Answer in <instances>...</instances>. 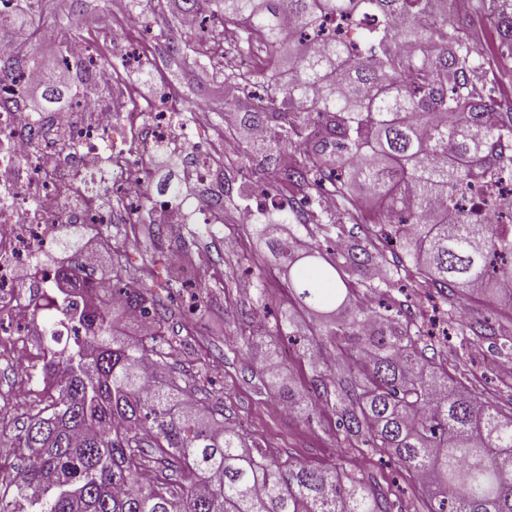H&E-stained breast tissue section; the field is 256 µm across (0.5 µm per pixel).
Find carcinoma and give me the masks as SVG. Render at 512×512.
<instances>
[{"instance_id": "cac0c4a2", "label": "carcinoma", "mask_w": 512, "mask_h": 512, "mask_svg": "<svg viewBox=\"0 0 512 512\" xmlns=\"http://www.w3.org/2000/svg\"><path fill=\"white\" fill-rule=\"evenodd\" d=\"M460 0H185L184 12L235 37L227 52L265 57L242 70L212 65V78L247 102L250 150L272 166L304 224L321 219L312 195L336 194V214L351 220L355 192L379 200L367 237L381 226L402 260L351 247L323 253L296 248L295 233L256 224L296 300L313 316H334L326 331L344 374L336 388L343 441H362L394 457L413 480L427 512H512V407L490 404L425 354L423 328L404 302L374 313L356 296L404 277L434 288L447 321L462 336L486 335L462 315L463 303L497 294L512 303V217L496 223L455 205L476 177H512V112L483 95V63L472 50L474 20ZM474 12L497 28L512 57V0H475ZM371 16L360 51L337 36L315 38L328 17L353 23ZM183 60L208 45L172 42ZM38 61L27 42L0 59V80ZM57 73L42 79L45 109L60 96ZM73 289L47 288L32 308L44 324L41 374L54 391L18 437L29 451L15 483L33 491L32 512H393L379 486L343 465L317 468L254 453L167 368L160 349L165 304L137 278L110 283L77 269ZM137 311L152 327L117 335L109 309ZM85 335L61 349L58 327ZM280 390L291 413L329 396L313 380L308 395ZM150 448L145 453L144 447Z\"/></svg>"}]
</instances>
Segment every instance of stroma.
<instances>
[{"instance_id":"1","label":"stroma","mask_w":512,"mask_h":512,"mask_svg":"<svg viewBox=\"0 0 512 512\" xmlns=\"http://www.w3.org/2000/svg\"><path fill=\"white\" fill-rule=\"evenodd\" d=\"M182 0H163L154 8L151 0L128 4L123 15L138 37V46L149 57L147 67L123 64L129 45L112 42V20L106 0H88L87 8L73 0H47L42 12L23 16V30L38 57L56 56L61 48L45 44L40 31L55 25L57 18L79 17L83 25L71 30V37L92 39L100 59L115 69L118 82L112 98L119 107L154 106L169 113L185 112L191 104L202 103L207 110L195 121L178 128L174 138L153 136L152 120L140 123L143 138L151 151L142 167L143 188L149 196L179 191L187 220L165 223L150 207L133 212L107 193H100L101 207L111 210L112 222L103 234L114 250L123 252L131 271L142 275L158 296L166 297L163 347L169 370L195 388L196 394L224 414L227 425L242 430L250 447L266 456L302 459L309 464L329 467L348 460L360 476L381 487L391 488L398 512H425L412 482L393 457L370 449H344L336 430V404L318 400L309 417L279 415L270 408L271 396L258 366L252 365L231 347V341L252 325H265L262 339L274 349L294 384L309 388L319 371L304 355L309 340L325 334L321 320L304 319L289 334L273 333L281 313L291 308L293 294L277 267L268 263L269 252L252 234V227L237 221L239 212L257 207L258 196L242 188V171L249 168L259 181L268 180V168L260 157H247L243 151L224 153L222 142L240 139L237 124L225 121L226 114L243 111L242 100L226 102L223 88L213 81L209 63L185 64L169 52L168 39H181ZM477 41L487 46L483 80L492 90L494 102L512 107V58L503 56L490 25L478 27ZM203 144L213 162V178L194 174L191 147ZM208 223H198L199 213ZM161 232H154V225ZM184 252L183 287L170 295L165 291L167 272L151 259L174 250ZM467 320L483 319L494 328L493 336L476 339L452 337L448 344L429 347V354L446 362L459 380L476 384L486 400L501 406L512 405V378L498 369L512 362V350L501 349L503 339L512 338V307L492 298L474 299L465 307ZM43 336L39 326H30L26 335L17 336L9 321L0 322V489L12 481L27 462L28 453L18 448L17 437L33 410L43 407L48 395L31 382L27 368L41 366ZM26 357V369L13 362L14 352Z\"/></svg>"}]
</instances>
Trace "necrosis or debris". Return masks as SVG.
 <instances>
[{"mask_svg": "<svg viewBox=\"0 0 512 512\" xmlns=\"http://www.w3.org/2000/svg\"><path fill=\"white\" fill-rule=\"evenodd\" d=\"M15 85L0 84V312L25 327L31 321V296L18 286V273L29 270V284L53 280L56 265H33L39 248L60 239L70 225L93 228L111 221L100 208V190L120 183L131 192L127 176L140 172L139 138L134 137L140 115H116L111 99L81 97L87 114L78 124L70 112L55 113L50 125L12 103ZM124 120L128 129L112 140V128Z\"/></svg>", "mask_w": 512, "mask_h": 512, "instance_id": "1", "label": "necrosis or debris"}]
</instances>
